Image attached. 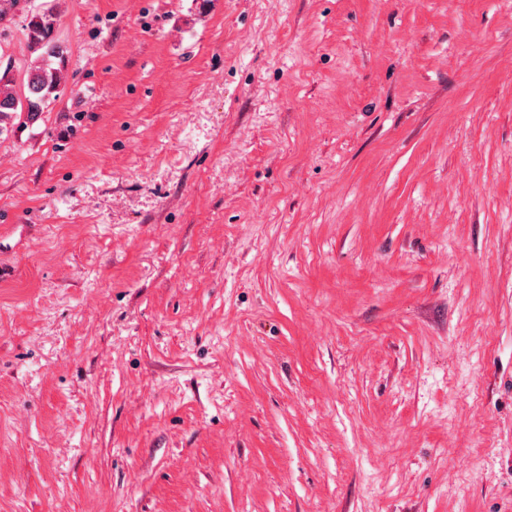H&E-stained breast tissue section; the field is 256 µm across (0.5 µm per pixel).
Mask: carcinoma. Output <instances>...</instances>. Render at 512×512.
<instances>
[{"mask_svg":"<svg viewBox=\"0 0 512 512\" xmlns=\"http://www.w3.org/2000/svg\"><path fill=\"white\" fill-rule=\"evenodd\" d=\"M56 23L53 7L31 16L27 25V39L32 51L37 53L36 65L30 72L25 98L30 103L27 120L36 119L43 112L47 102L60 91L65 83L66 50L52 37ZM20 95L14 90V79L10 71L0 72V129H8L21 119L22 109L15 106Z\"/></svg>","mask_w":512,"mask_h":512,"instance_id":"carcinoma-1","label":"carcinoma"}]
</instances>
